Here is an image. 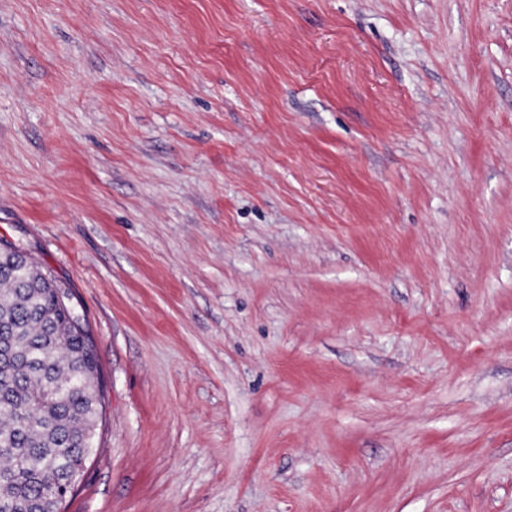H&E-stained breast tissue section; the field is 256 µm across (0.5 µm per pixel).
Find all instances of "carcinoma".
<instances>
[{
	"instance_id": "carcinoma-1",
	"label": "carcinoma",
	"mask_w": 512,
	"mask_h": 512,
	"mask_svg": "<svg viewBox=\"0 0 512 512\" xmlns=\"http://www.w3.org/2000/svg\"><path fill=\"white\" fill-rule=\"evenodd\" d=\"M61 293L26 254L0 250V512H60L93 451L100 369Z\"/></svg>"
}]
</instances>
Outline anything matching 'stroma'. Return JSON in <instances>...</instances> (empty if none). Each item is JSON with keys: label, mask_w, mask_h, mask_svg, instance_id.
Segmentation results:
<instances>
[{"label": "stroma", "mask_w": 512, "mask_h": 512, "mask_svg": "<svg viewBox=\"0 0 512 512\" xmlns=\"http://www.w3.org/2000/svg\"><path fill=\"white\" fill-rule=\"evenodd\" d=\"M0 240L96 344L61 512H512V0H0Z\"/></svg>", "instance_id": "stroma-1"}]
</instances>
